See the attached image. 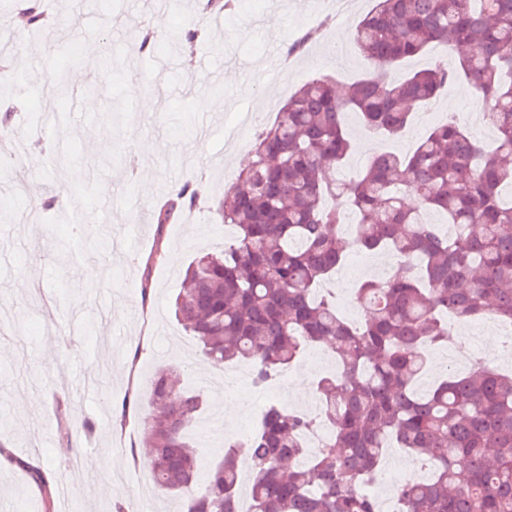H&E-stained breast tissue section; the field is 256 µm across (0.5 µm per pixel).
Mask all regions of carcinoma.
<instances>
[{
    "mask_svg": "<svg viewBox=\"0 0 512 512\" xmlns=\"http://www.w3.org/2000/svg\"><path fill=\"white\" fill-rule=\"evenodd\" d=\"M3 8L32 34L47 26L45 5L37 12L5 0ZM158 39L143 24L137 51L151 53ZM353 42L367 74L341 91L330 76L307 80L255 134L252 164L214 208L217 223L235 228L234 241L195 258L175 300L204 358L216 368L248 363L256 386L318 345L335 353L339 373L317 382L314 414L269 405L202 483L189 431L205 397L181 386L174 370H158L144 425L147 467L184 512H380L366 486L393 443L432 466L427 480L396 487L398 512H512V372L479 363L416 390L430 353L448 345V316L512 325V0H376ZM460 46L470 52L448 66ZM432 50L427 67L402 69ZM458 82L489 105L490 148L450 116L409 151L382 150L336 179L354 151L347 114L391 142ZM16 95L17 80L0 81L4 136L15 126ZM202 203L186 183L154 221L163 227L175 210ZM346 209L354 215L349 242L339 231ZM427 211L442 223L427 222ZM352 247L398 258L385 279L356 288L361 322L344 319L336 298L320 291ZM321 429L326 449L307 448ZM240 448L252 474L245 511ZM11 461L46 486L42 467Z\"/></svg>",
    "mask_w": 512,
    "mask_h": 512,
    "instance_id": "1",
    "label": "carcinoma"
}]
</instances>
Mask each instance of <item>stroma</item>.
Segmentation results:
<instances>
[{"instance_id": "stroma-1", "label": "stroma", "mask_w": 512, "mask_h": 512, "mask_svg": "<svg viewBox=\"0 0 512 512\" xmlns=\"http://www.w3.org/2000/svg\"><path fill=\"white\" fill-rule=\"evenodd\" d=\"M372 6L355 0L351 13L332 18L323 0H237L232 14L204 16L196 0H54L60 24L50 40L28 35L0 10V44L14 75L28 82L17 101L18 132L55 145L54 155L32 156L0 180V212L11 215L0 221V445L43 465L55 512H111V501L95 494L106 482L126 494V512H180V500L158 491L144 463L130 457L142 443L160 368H177L183 384L207 399L195 431L207 467L266 404L315 410L314 383L335 362L323 348L306 349L263 392L247 383L225 387L223 370L203 358L173 303L189 263L223 248L233 231L206 207L174 212L163 227L154 213L189 181L209 200L222 199L256 129L274 120L297 87L319 75L345 84L365 72L350 35ZM145 21L162 34L157 50L140 56L118 48ZM195 25L206 40L189 60L178 34ZM316 26L321 32L307 51L285 58L286 45ZM113 107L127 116L118 129L107 122ZM470 107L469 88L449 86L431 112L416 114L395 149L408 151L428 127ZM141 142L152 143L151 154L136 152ZM61 192L78 222L30 218L33 202ZM57 238L69 240L66 254H53ZM83 267L95 278L75 277ZM389 272L378 256L350 254L327 283L347 320L362 316L358 282ZM25 392L38 408L20 402ZM127 399L133 406L122 422L116 415ZM228 400L238 406L229 429L222 417ZM59 402L79 412L80 423L58 419ZM47 430L55 440L46 447ZM65 434L78 441L82 459L99 461L83 481L71 478L59 442ZM0 512H42L39 488L17 464L0 469Z\"/></svg>"}]
</instances>
